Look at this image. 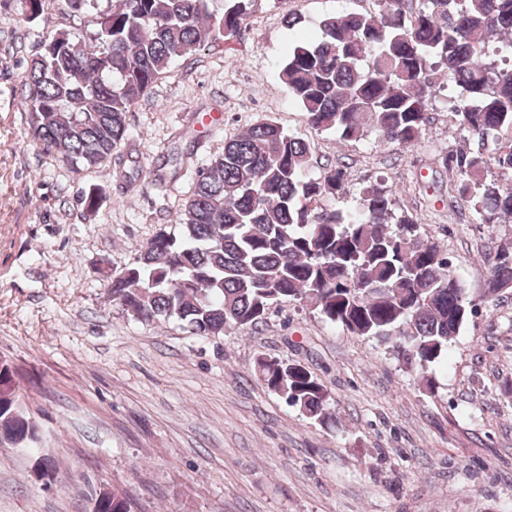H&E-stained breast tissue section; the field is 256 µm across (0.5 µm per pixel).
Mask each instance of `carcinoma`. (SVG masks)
<instances>
[{"label":"carcinoma","instance_id":"carcinoma-1","mask_svg":"<svg viewBox=\"0 0 512 512\" xmlns=\"http://www.w3.org/2000/svg\"><path fill=\"white\" fill-rule=\"evenodd\" d=\"M258 0H120L87 43L59 33L42 43L22 79L30 135L44 152L83 166L111 157L132 104L206 41L242 29ZM378 13L338 14L318 39L288 52L280 78L317 132L346 141L411 146L431 121L436 88L459 91L464 149L440 157L448 195L481 224L512 222V0H377ZM328 200L350 201L343 209ZM180 236L159 230L135 261L107 276L112 301L139 319L172 318L192 336H222L264 322L276 302L306 301L328 324L387 346L421 376L448 354L478 303L440 245L396 209L383 182L354 189L347 168L313 173L311 144L277 122L255 123L196 172ZM482 297L512 289V247L488 256ZM266 388L332 429L331 396L299 362L261 360ZM36 426L14 374L0 368V444L28 446ZM93 512H132L116 488Z\"/></svg>","mask_w":512,"mask_h":512}]
</instances>
